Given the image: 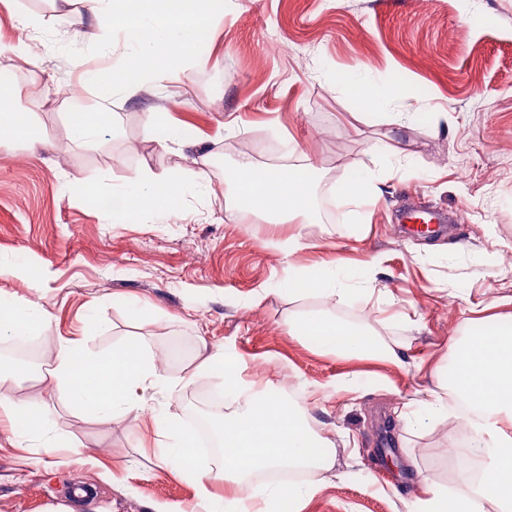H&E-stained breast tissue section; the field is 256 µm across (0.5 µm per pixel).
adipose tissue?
<instances>
[{
  "mask_svg": "<svg viewBox=\"0 0 512 512\" xmlns=\"http://www.w3.org/2000/svg\"><path fill=\"white\" fill-rule=\"evenodd\" d=\"M33 135L21 90L1 84L0 138L29 140ZM140 181L141 189L114 194L113 223L133 222L148 210L174 209L177 188L172 181L148 168ZM235 194L238 212L270 224H304L314 212L313 186L300 170L261 169L242 159ZM283 287L292 296L327 302L374 293L371 282L357 270L333 264L290 270ZM46 320L36 302L0 301V330L26 333L45 328ZM288 333L340 358L397 363L403 350L401 343L384 341L366 325L326 310L289 316ZM451 348L446 371L437 375V389L415 391L404 404L406 419L411 425L444 422L451 416L449 401L466 403L465 420L475 434L468 452L488 478L479 482L468 470H460L453 488L424 485L422 495L404 501V512H480L485 502L495 512H512V325L468 327L465 336L452 340ZM46 379L67 393L85 419L102 424L139 413L140 392L170 384L153 352L139 340L106 353L89 351L79 339L62 341L50 355ZM202 379L217 381L233 400L220 430L221 467L199 471L192 435L161 411L147 421L159 448L158 464L194 482L202 512H301L317 483H263L246 499L234 487L243 477L287 465L304 466L319 475L332 471L333 446L317 428L309 402L274 398L267 388L243 378L239 356L221 349L207 352L180 382L190 385ZM11 381L10 374L0 372V416L18 443L44 438L50 409L34 397L15 399L8 388ZM59 446V441L45 440L46 450Z\"/></svg>",
  "mask_w": 512,
  "mask_h": 512,
  "instance_id": "adipose-tissue-1",
  "label": "adipose tissue"
}]
</instances>
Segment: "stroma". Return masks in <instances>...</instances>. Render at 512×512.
I'll return each mask as SVG.
<instances>
[{"label":"stroma","mask_w":512,"mask_h":512,"mask_svg":"<svg viewBox=\"0 0 512 512\" xmlns=\"http://www.w3.org/2000/svg\"><path fill=\"white\" fill-rule=\"evenodd\" d=\"M27 12L37 28L21 27ZM91 27L82 0H0V74L22 87L37 142L0 139V297L40 302L45 345L82 333L94 307L102 329L89 350L128 340L169 355L168 376L189 372L201 348L236 351L244 368L266 363L278 391L316 392L318 423L348 438L336 448L340 480L322 485L303 512H399L420 482L450 486L448 449L466 429L456 418L406 426L398 409L429 371L448 361L450 339L474 310L512 286V0H229L215 18L201 65H186L111 103L119 130L95 146L69 141L67 112L93 105L83 86L116 56L87 54ZM29 46L28 60L12 52ZM84 50L68 58L63 47ZM346 72L374 84L405 78L408 96L362 114L336 85ZM189 129L169 151L145 115ZM428 121H421V114ZM285 143V155L263 152ZM206 157L198 167L197 157ZM307 171L330 213L301 225L292 258L273 246L287 225L246 223L228 208L225 166ZM383 173L381 195L341 204L336 187L358 165ZM185 188L174 213L150 210L128 224L89 206L134 186L143 168ZM410 208L449 215L436 235L409 231ZM336 262L375 279L367 299L324 304L280 288L289 266ZM153 312L139 318L136 307ZM360 321L404 346L398 364L341 360L289 335L290 315L311 310ZM16 396H41L50 436L66 447H16L0 421V512H187L192 482L158 467L132 416L89 421L65 393L18 380ZM198 384L151 388L142 407L184 421Z\"/></svg>","instance_id":"stroma-1"}]
</instances>
